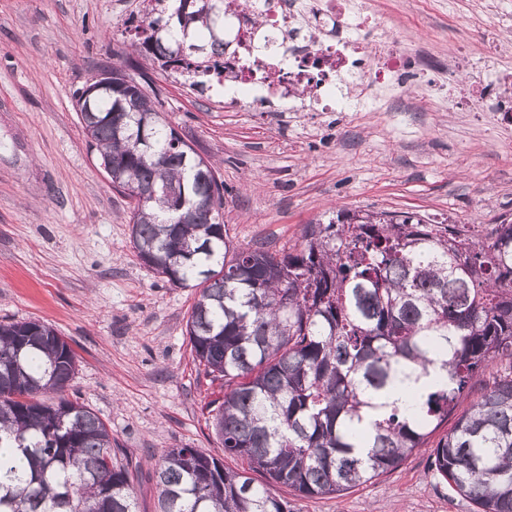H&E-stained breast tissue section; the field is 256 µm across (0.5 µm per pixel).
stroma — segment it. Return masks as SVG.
Listing matches in <instances>:
<instances>
[{
	"instance_id": "1",
	"label": "stroma",
	"mask_w": 512,
	"mask_h": 512,
	"mask_svg": "<svg viewBox=\"0 0 512 512\" xmlns=\"http://www.w3.org/2000/svg\"><path fill=\"white\" fill-rule=\"evenodd\" d=\"M492 0H376L400 44L427 43L405 80L404 112L240 111L220 86L205 92L179 73L142 63L167 123L224 184L235 246L294 247L303 225L341 209L413 212L485 235L512 220V112L435 93L454 46L483 56ZM143 0H0V322L51 325L78 356L70 399L112 432L138 467V510L155 512L149 475L169 449L225 456L206 405L220 395L195 361L186 322L198 292L177 288L130 243L134 198L96 166L76 94L130 54ZM292 512H474L427 451L339 496L276 487Z\"/></svg>"
}]
</instances>
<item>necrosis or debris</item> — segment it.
I'll list each match as a JSON object with an SVG mask.
<instances>
[{
  "instance_id": "4bbe7bcc",
  "label": "necrosis or debris",
  "mask_w": 512,
  "mask_h": 512,
  "mask_svg": "<svg viewBox=\"0 0 512 512\" xmlns=\"http://www.w3.org/2000/svg\"><path fill=\"white\" fill-rule=\"evenodd\" d=\"M235 42L237 79L224 90L241 108L273 100L281 112H359L396 103L414 53L395 45L390 21L373 0H240L224 18ZM512 52L499 48L482 60L466 51L448 60V84L473 83L489 99L487 74H499ZM307 84L310 95L295 86Z\"/></svg>"
}]
</instances>
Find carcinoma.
<instances>
[{
  "label": "carcinoma",
  "instance_id": "1",
  "mask_svg": "<svg viewBox=\"0 0 512 512\" xmlns=\"http://www.w3.org/2000/svg\"><path fill=\"white\" fill-rule=\"evenodd\" d=\"M147 2L134 54L176 65L200 90L236 78L224 67V15L238 0L202 2L185 21L184 0ZM126 94L118 80L89 102L79 92L80 120L113 187L156 192L134 208L131 243L168 283L199 289L186 335L224 382L209 402L214 433L247 463L229 470L171 449L154 468L157 512H291L270 486L340 495L422 449L475 512H512V223L477 239L417 213L339 210L304 225L283 255L237 248L214 165L148 92L132 106ZM437 368L443 382L420 402L362 427L384 389ZM76 370L52 326L0 323V512H138L112 432L65 397ZM476 386L479 398L457 412Z\"/></svg>",
  "mask_w": 512,
  "mask_h": 512
}]
</instances>
